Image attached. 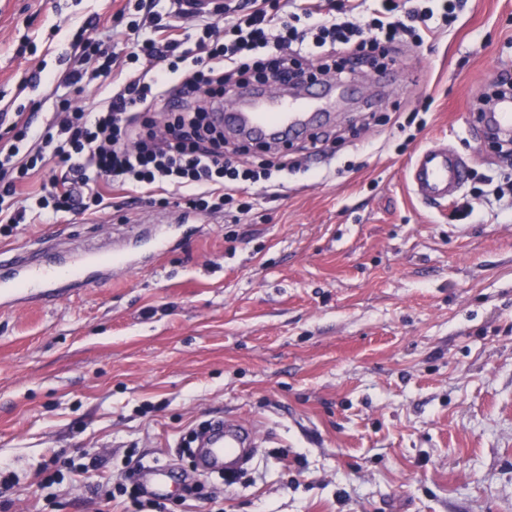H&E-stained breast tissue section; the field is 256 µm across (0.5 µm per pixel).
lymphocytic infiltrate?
<instances>
[{
  "instance_id": "obj_1",
  "label": "lymphocytic infiltrate",
  "mask_w": 512,
  "mask_h": 512,
  "mask_svg": "<svg viewBox=\"0 0 512 512\" xmlns=\"http://www.w3.org/2000/svg\"><path fill=\"white\" fill-rule=\"evenodd\" d=\"M125 57H113L98 37L100 18L77 27L73 47L93 69L75 67L63 87L92 86L105 95L93 109L60 96L48 117L18 106L1 111L0 231L20 224H54L109 205L108 188L147 193L150 204L185 205L211 214L253 207L248 184L271 181V171L239 168L213 112L224 92L272 77L280 81L319 65L350 66L404 43L423 45L436 31L422 0H380L370 18L356 4L334 0H225L223 22L187 13L163 0H135ZM60 175L30 182L47 164Z\"/></svg>"
}]
</instances>
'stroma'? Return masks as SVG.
Returning <instances> with one entry per match:
<instances>
[{"mask_svg": "<svg viewBox=\"0 0 512 512\" xmlns=\"http://www.w3.org/2000/svg\"><path fill=\"white\" fill-rule=\"evenodd\" d=\"M124 3L0 0V109L52 112L72 30ZM374 77L325 155L289 150L279 199L255 185L230 218L117 197L66 221L79 242L170 222L176 243L0 306V512H96L90 487L122 483L129 455L191 471L184 437L225 415L257 422L258 456L234 487L173 488L168 512H512V160L476 127L512 78V0H467L385 90ZM437 143L470 175L422 203L407 168ZM93 454L107 473L38 489Z\"/></svg>", "mask_w": 512, "mask_h": 512, "instance_id": "obj_1", "label": "stroma"}]
</instances>
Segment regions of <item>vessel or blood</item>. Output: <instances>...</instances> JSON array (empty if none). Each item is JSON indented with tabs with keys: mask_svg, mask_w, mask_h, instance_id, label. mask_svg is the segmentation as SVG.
Instances as JSON below:
<instances>
[{
	"mask_svg": "<svg viewBox=\"0 0 512 512\" xmlns=\"http://www.w3.org/2000/svg\"><path fill=\"white\" fill-rule=\"evenodd\" d=\"M243 94L252 97L251 110L224 113V124L238 127L248 139L257 143L273 136L292 141L306 138L312 131L326 127L329 110L335 104L333 94L325 88L311 90L300 100L284 98L273 102L253 97L248 88ZM467 174L465 158L447 145L436 144L415 156L409 168V185L419 199L445 200L458 192ZM58 243V238H45L26 251L0 250V267L10 266L16 270L12 281L0 286V294L13 300H43L58 283L81 281L86 267L104 263L128 270L138 264L137 258L129 253L103 256L94 251L84 256L82 265L69 267L55 257ZM255 433L253 421L237 417L216 419L199 442L198 468L221 472L228 477L239 474L243 465L257 454L252 446ZM139 478L149 493L165 495L177 475L171 467L157 466L143 469Z\"/></svg>",
	"mask_w": 512,
	"mask_h": 512,
	"instance_id": "obj_1",
	"label": "vessel or blood"
}]
</instances>
